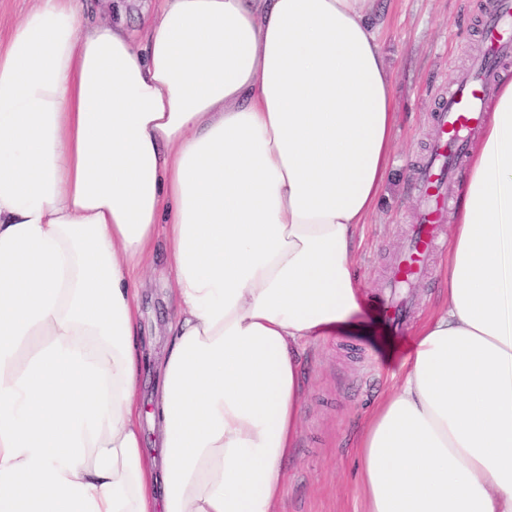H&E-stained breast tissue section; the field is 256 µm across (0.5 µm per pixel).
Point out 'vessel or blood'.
<instances>
[{
	"label": "vessel or blood",
	"instance_id": "1",
	"mask_svg": "<svg viewBox=\"0 0 512 512\" xmlns=\"http://www.w3.org/2000/svg\"><path fill=\"white\" fill-rule=\"evenodd\" d=\"M487 49L475 60L472 72L442 105L437 122L440 138L421 170L419 221L392 269L380 309L392 328H399L409 302L408 290L427 273L431 253L439 240V216L447 204V182L461 161L466 137L478 124L488 91V76L499 58L512 55V0H500L486 29Z\"/></svg>",
	"mask_w": 512,
	"mask_h": 512
}]
</instances>
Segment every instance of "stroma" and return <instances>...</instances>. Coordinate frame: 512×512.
Here are the masks:
<instances>
[{
	"label": "stroma",
	"mask_w": 512,
	"mask_h": 512,
	"mask_svg": "<svg viewBox=\"0 0 512 512\" xmlns=\"http://www.w3.org/2000/svg\"><path fill=\"white\" fill-rule=\"evenodd\" d=\"M495 2L378 0L397 126L391 177L356 242L358 319L369 336H327L303 352L302 422L297 447L282 464L283 512H360L355 444L377 404L397 385L414 349V328L443 301L438 268L448 254L449 233H442L432 270L413 291L414 308L403 333L383 320L375 298L416 222L415 172L437 136L439 107L470 71ZM171 281L170 269L158 258L141 291L139 327L155 360L166 351Z\"/></svg>",
	"instance_id": "35a3bbf8"
}]
</instances>
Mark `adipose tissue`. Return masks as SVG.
Returning <instances> with one entry per match:
<instances>
[{"mask_svg": "<svg viewBox=\"0 0 512 512\" xmlns=\"http://www.w3.org/2000/svg\"><path fill=\"white\" fill-rule=\"evenodd\" d=\"M156 3L136 36L37 0L0 46V512H278L304 347L365 333L354 242L397 121L377 0ZM451 224L447 300L356 445L361 512H512V79ZM172 273L159 254L150 271L146 288L141 289L139 327L152 361L160 359L168 340V327L173 314L171 296Z\"/></svg>", "mask_w": 512, "mask_h": 512, "instance_id": "adipose-tissue-1", "label": "adipose tissue"}]
</instances>
